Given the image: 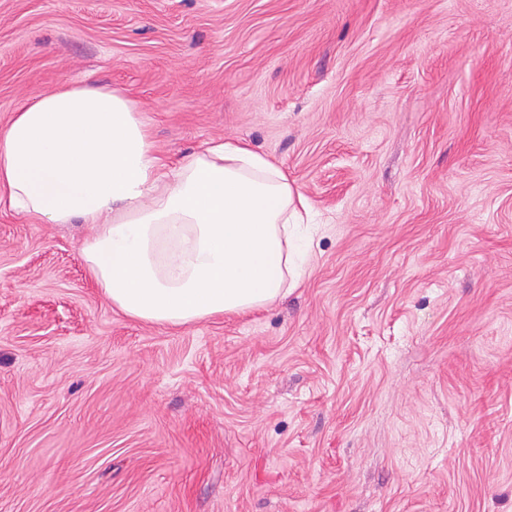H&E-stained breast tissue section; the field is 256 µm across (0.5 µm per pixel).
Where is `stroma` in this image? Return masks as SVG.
<instances>
[{"label": "stroma", "instance_id": "35a3bbf8", "mask_svg": "<svg viewBox=\"0 0 512 512\" xmlns=\"http://www.w3.org/2000/svg\"><path fill=\"white\" fill-rule=\"evenodd\" d=\"M308 198L265 307L125 316L0 204V512H512V0H0V127L61 82Z\"/></svg>", "mask_w": 512, "mask_h": 512}]
</instances>
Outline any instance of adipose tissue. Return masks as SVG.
<instances>
[{
  "label": "adipose tissue",
  "instance_id": "adipose-tissue-1",
  "mask_svg": "<svg viewBox=\"0 0 512 512\" xmlns=\"http://www.w3.org/2000/svg\"><path fill=\"white\" fill-rule=\"evenodd\" d=\"M10 208L94 233L81 253L126 316L186 325L272 303L311 244L307 197L240 140L168 165L139 105L121 91L64 83L0 128V191Z\"/></svg>",
  "mask_w": 512,
  "mask_h": 512
}]
</instances>
